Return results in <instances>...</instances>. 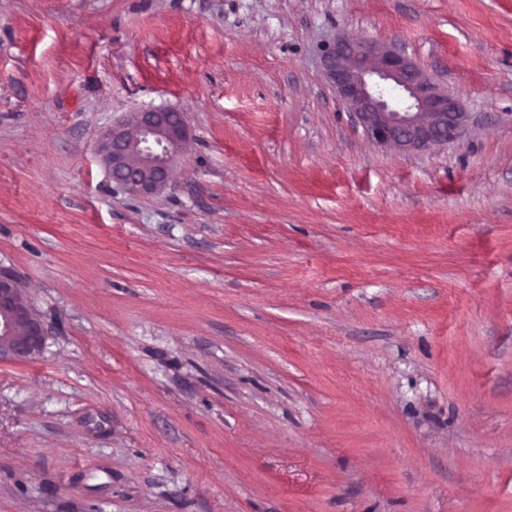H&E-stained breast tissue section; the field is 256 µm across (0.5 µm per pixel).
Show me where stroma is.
Listing matches in <instances>:
<instances>
[{
	"instance_id": "1",
	"label": "stroma",
	"mask_w": 512,
	"mask_h": 512,
	"mask_svg": "<svg viewBox=\"0 0 512 512\" xmlns=\"http://www.w3.org/2000/svg\"><path fill=\"white\" fill-rule=\"evenodd\" d=\"M401 49L469 114L371 141L323 76ZM189 133L133 196L98 152ZM0 512H512V0H0ZM187 138L182 113L145 109L128 114L101 135L100 152L112 180L135 195H149L168 182L173 160ZM47 330L41 317L21 297L19 282L0 270V361L31 362L42 352Z\"/></svg>"
}]
</instances>
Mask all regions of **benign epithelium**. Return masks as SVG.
Listing matches in <instances>:
<instances>
[{
  "label": "benign epithelium",
  "mask_w": 512,
  "mask_h": 512,
  "mask_svg": "<svg viewBox=\"0 0 512 512\" xmlns=\"http://www.w3.org/2000/svg\"><path fill=\"white\" fill-rule=\"evenodd\" d=\"M321 68L369 138L399 151H424L458 139L469 113L463 101L428 77L402 51L368 38L340 36L325 46ZM187 138L182 113L145 109L101 135L100 152L112 180L135 195L168 182ZM47 330L21 297L19 282L0 270V361L31 362Z\"/></svg>",
  "instance_id": "obj_1"
}]
</instances>
